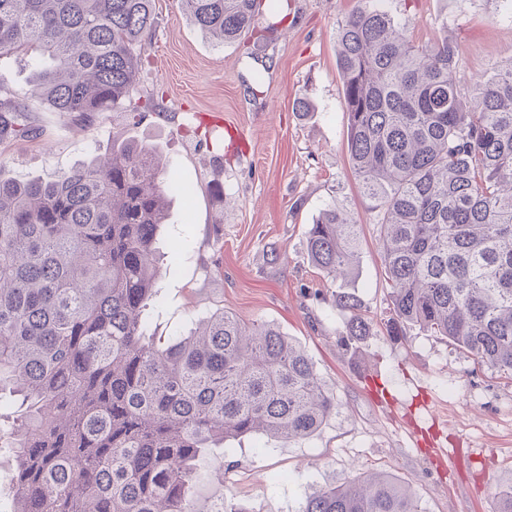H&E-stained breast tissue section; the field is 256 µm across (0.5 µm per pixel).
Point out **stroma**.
Listing matches in <instances>:
<instances>
[{"label":"stroma","mask_w":512,"mask_h":512,"mask_svg":"<svg viewBox=\"0 0 512 512\" xmlns=\"http://www.w3.org/2000/svg\"><path fill=\"white\" fill-rule=\"evenodd\" d=\"M373 0H291L281 25L259 17L224 44L205 37L180 0H154L131 91L146 110L118 108L88 126L30 98L36 57L0 56V100L27 104L32 135L0 140V175L52 180L103 154L127 133L156 146L178 184L157 247V298L143 312L168 339L202 316L229 311L272 324L312 359L336 411L310 438L245 436L225 442L224 474L202 454L194 512L217 502L251 512H297L305 493L364 471L408 485L420 512H497L512 485V379L473 363L417 327L393 340L378 212L361 191L348 150V114L337 68L336 29ZM419 46L448 36L469 88L512 60L506 0H383ZM306 101L311 112L295 111ZM337 202L359 223L358 273L350 283L371 324L341 346L349 316L336 287L308 259V230Z\"/></svg>","instance_id":"35a3bbf8"}]
</instances>
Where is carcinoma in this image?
Returning a JSON list of instances; mask_svg holds the SVG:
<instances>
[{
  "mask_svg": "<svg viewBox=\"0 0 512 512\" xmlns=\"http://www.w3.org/2000/svg\"><path fill=\"white\" fill-rule=\"evenodd\" d=\"M153 0H0V53L50 60L31 98L92 121L131 90L155 26ZM221 42L288 0H181ZM348 148L380 211L388 335L440 336L512 377V62L473 85L463 108L458 47L414 45L387 11L338 26ZM26 106L0 102V138L25 136ZM159 155L116 134L112 152L52 181L0 178V420L12 434L13 512H194L196 458L229 439L314 435L336 402L306 352L271 324L226 311L154 344L143 311L157 296L156 240L168 195ZM352 212L327 205L307 237L333 281L358 265ZM348 336L369 334L340 287ZM299 512H420L378 472L321 487Z\"/></svg>",
  "mask_w": 512,
  "mask_h": 512,
  "instance_id": "cac0c4a2",
  "label": "carcinoma"
}]
</instances>
